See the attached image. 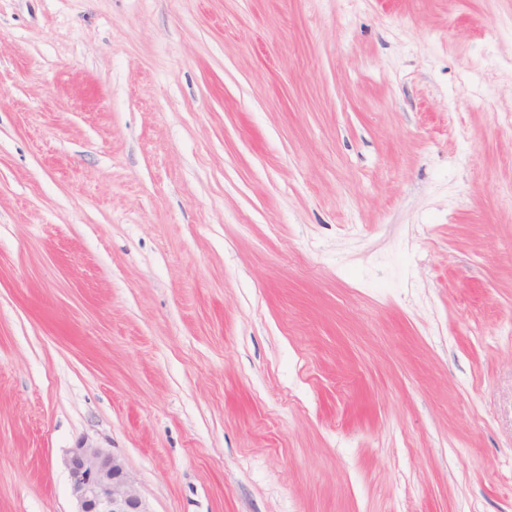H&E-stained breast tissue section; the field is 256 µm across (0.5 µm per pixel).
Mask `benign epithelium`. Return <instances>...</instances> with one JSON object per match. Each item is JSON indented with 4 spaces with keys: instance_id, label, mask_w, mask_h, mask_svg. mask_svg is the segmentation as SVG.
<instances>
[{
    "instance_id": "7a95c632",
    "label": "benign epithelium",
    "mask_w": 512,
    "mask_h": 512,
    "mask_svg": "<svg viewBox=\"0 0 512 512\" xmlns=\"http://www.w3.org/2000/svg\"><path fill=\"white\" fill-rule=\"evenodd\" d=\"M65 466L75 512H150L110 449L84 437L68 451Z\"/></svg>"
}]
</instances>
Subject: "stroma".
I'll list each match as a JSON object with an SVG mask.
<instances>
[{
    "label": "stroma",
    "instance_id": "1",
    "mask_svg": "<svg viewBox=\"0 0 512 512\" xmlns=\"http://www.w3.org/2000/svg\"><path fill=\"white\" fill-rule=\"evenodd\" d=\"M83 437L151 512H512V0H0V512Z\"/></svg>",
    "mask_w": 512,
    "mask_h": 512
}]
</instances>
